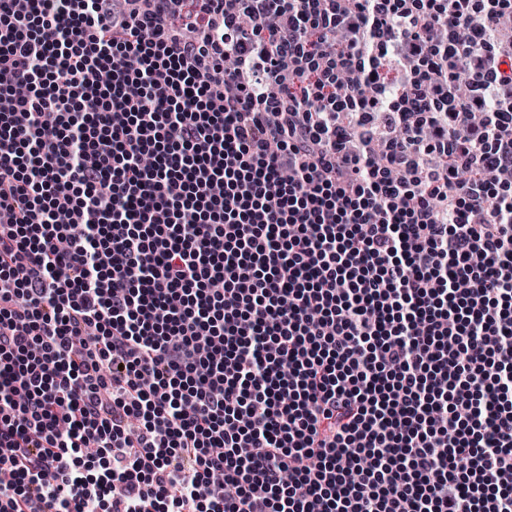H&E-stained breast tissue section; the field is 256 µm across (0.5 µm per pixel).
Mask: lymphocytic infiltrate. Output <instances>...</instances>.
<instances>
[{"mask_svg": "<svg viewBox=\"0 0 512 512\" xmlns=\"http://www.w3.org/2000/svg\"><path fill=\"white\" fill-rule=\"evenodd\" d=\"M0 512H512V0H0Z\"/></svg>", "mask_w": 512, "mask_h": 512, "instance_id": "lymphocytic-infiltrate-1", "label": "lymphocytic infiltrate"}]
</instances>
